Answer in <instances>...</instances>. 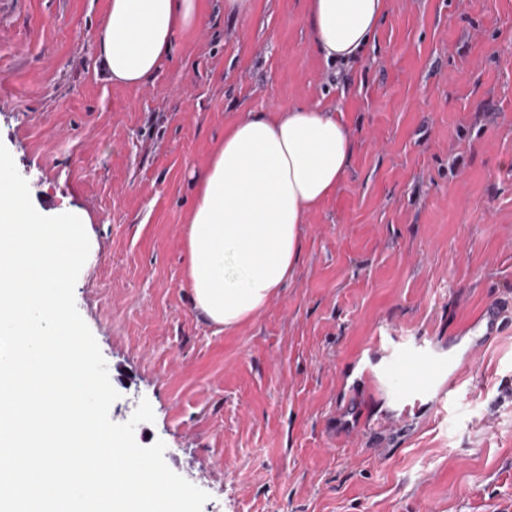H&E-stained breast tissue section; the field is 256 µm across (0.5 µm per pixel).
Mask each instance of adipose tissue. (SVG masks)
I'll return each mask as SVG.
<instances>
[{
    "label": "adipose tissue",
    "mask_w": 512,
    "mask_h": 512,
    "mask_svg": "<svg viewBox=\"0 0 512 512\" xmlns=\"http://www.w3.org/2000/svg\"><path fill=\"white\" fill-rule=\"evenodd\" d=\"M387 0H309L311 44L325 60L356 57ZM206 20L202 0H110L95 38L113 82L136 88L182 32ZM356 144L332 113L296 105L227 127L198 177L184 242L196 309L217 329L250 320L290 279L305 216L334 194Z\"/></svg>",
    "instance_id": "1"
}]
</instances>
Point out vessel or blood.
<instances>
[{
  "label": "vessel or blood",
  "mask_w": 512,
  "mask_h": 512,
  "mask_svg": "<svg viewBox=\"0 0 512 512\" xmlns=\"http://www.w3.org/2000/svg\"><path fill=\"white\" fill-rule=\"evenodd\" d=\"M511 319L512 308L505 302L488 303L469 326L474 337L462 352V360H469L476 348L486 344ZM371 347L380 353L384 366L383 371L370 374L373 385L398 404L406 406L424 397L434 415L447 411L456 398L460 376H444L445 360L428 337L407 338L386 327L377 332Z\"/></svg>",
  "instance_id": "vessel-or-blood-1"
}]
</instances>
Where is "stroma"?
<instances>
[{
	"mask_svg": "<svg viewBox=\"0 0 512 512\" xmlns=\"http://www.w3.org/2000/svg\"><path fill=\"white\" fill-rule=\"evenodd\" d=\"M308 0L208 21L137 88L95 49L108 0H22L0 19V143L44 215L83 214L77 309L140 445L202 512H512V325L465 366L447 416L381 410L353 381L379 326L447 350L512 300V0H388L354 60L325 63ZM308 105L357 143L302 226L294 277L251 320L209 324L187 286L196 174L225 126Z\"/></svg>",
	"mask_w": 512,
	"mask_h": 512,
	"instance_id": "stroma-1",
	"label": "stroma"
}]
</instances>
